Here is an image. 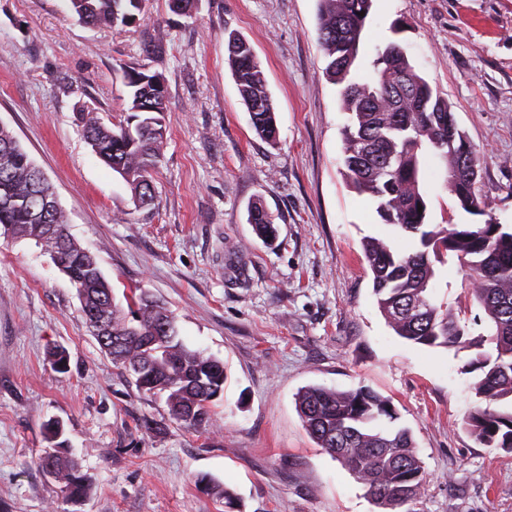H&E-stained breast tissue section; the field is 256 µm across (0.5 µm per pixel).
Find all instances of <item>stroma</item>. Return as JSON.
Instances as JSON below:
<instances>
[{
  "mask_svg": "<svg viewBox=\"0 0 512 512\" xmlns=\"http://www.w3.org/2000/svg\"><path fill=\"white\" fill-rule=\"evenodd\" d=\"M319 0H195L190 14L146 0L130 27L72 20L69 0H0V124L54 186L70 235L95 255L124 304L150 292L178 336L223 361L220 421L172 418L102 352L76 290L34 242L0 236V512H378L353 476L307 433L296 408L311 385L365 387L390 399L429 475L413 512H512V453L464 425L480 405L475 351L417 345L382 316L362 242L411 248L344 177L350 116L325 76ZM253 46L279 136L258 137L225 62L229 33ZM400 44L481 155L480 211L456 205L441 163L422 158L428 221L512 227V0H373L353 80ZM148 67L167 89L152 207L93 152L81 108L111 122L126 105L121 66ZM262 203L274 243L248 222ZM457 260L437 266V299L470 337L490 321ZM68 354L56 371L51 349ZM63 427L91 483L72 503L37 461L46 426Z\"/></svg>",
  "mask_w": 512,
  "mask_h": 512,
  "instance_id": "1",
  "label": "stroma"
}]
</instances>
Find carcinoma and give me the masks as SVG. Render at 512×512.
<instances>
[{"label":"carcinoma","mask_w":512,"mask_h":512,"mask_svg":"<svg viewBox=\"0 0 512 512\" xmlns=\"http://www.w3.org/2000/svg\"><path fill=\"white\" fill-rule=\"evenodd\" d=\"M145 0H70L72 19L89 26H131L144 12ZM318 41L328 58L327 78L343 85L344 109L351 124L343 131L346 176L360 194L369 195L383 223L418 239L411 251L369 237L363 250L378 307L388 325L414 344L456 352L493 346L470 365L481 371L476 395L486 402L473 408L465 421L475 440L489 448L512 452V412L493 404L512 400V230L501 224L427 223V203L420 189L421 157L431 149L443 164L444 186L465 210L477 211L479 152L458 128L448 101L434 92L396 43L378 50L370 83L348 81L369 16L372 0H319ZM226 62L251 123L259 137L277 143L276 112L254 48L231 33ZM127 88L125 119L116 127L105 124L94 110L79 114L95 153L129 185L140 208L154 204L153 173L160 162L164 114L168 111L164 83L144 67H123ZM36 166L12 131L0 125V231L34 241L50 253L64 252L62 272L76 290L85 293L81 313L108 304L112 287L99 265H91L85 249L68 234V217L60 206L43 200ZM248 221L258 236L273 239L277 227L260 203L253 204ZM455 256L473 276V296L492 325L485 338H467L461 318L433 295L434 263ZM128 310L112 305L108 341L101 345L116 367L129 373L148 368L152 380L136 383L139 391L166 396L171 416L194 408L186 424L198 428L215 421L216 392L224 391V363L185 347L178 334L159 328L158 320L175 324L167 309L144 299L126 297ZM296 407L305 429L318 447L363 484L380 512H411L405 506L424 494L428 473L411 434L391 426L397 419L390 402L369 389L341 391L322 386L301 390ZM51 465L58 483L82 499L90 483L76 462L58 449Z\"/></svg>","instance_id":"cac0c4a2"}]
</instances>
